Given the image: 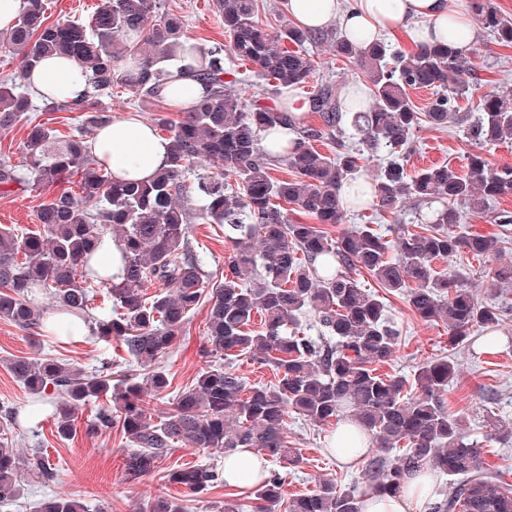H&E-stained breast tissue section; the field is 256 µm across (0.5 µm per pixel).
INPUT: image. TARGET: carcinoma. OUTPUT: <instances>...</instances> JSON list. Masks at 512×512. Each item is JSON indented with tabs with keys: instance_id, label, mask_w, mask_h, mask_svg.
<instances>
[{
	"instance_id": "1",
	"label": "carcinoma",
	"mask_w": 512,
	"mask_h": 512,
	"mask_svg": "<svg viewBox=\"0 0 512 512\" xmlns=\"http://www.w3.org/2000/svg\"><path fill=\"white\" fill-rule=\"evenodd\" d=\"M479 26L499 46L512 45V16L496 0H469ZM230 38L229 53L249 62L255 75L277 93L301 87L314 73L302 53L307 43L326 42L336 55L361 69L369 81L371 104L341 97L331 83L318 86L310 102L319 123L301 129L277 155L260 145V133L288 117L255 96L242 101L240 78L226 67L218 50L189 44L182 17L161 10V0H103L86 20L51 23L43 0H26L17 23L0 34V52L17 54L21 65L0 80V129L26 118L24 168L0 162V187L20 188L33 177L53 186L77 174L76 190L62 189L36 214L39 228L25 234L0 225V319L28 332L45 328L47 311L35 294L52 300L54 310L89 318L92 295L86 284L108 287L119 311L95 322L93 335L122 341L138 372L115 380L112 369L91 374L58 359L18 357L9 363L14 378L31 394L63 397L53 421L59 436L73 430L78 411L105 396L88 430H120L136 447L130 468L146 474L155 462L184 445L229 455L238 448L255 451L292 469L300 449L288 446V415L315 424L343 418L370 437L376 448L365 461L363 481L341 490L323 481L310 493L285 499V476L278 470L255 486L253 512H361L368 493L397 494L405 472L423 465L454 479L432 512H512V487L483 468L484 448L471 437L464 418L448 410V387L458 374L455 361L439 358L418 368L408 380L377 373L396 353L398 330L386 318V304L365 288L369 273L389 293L405 296L420 318L448 326L457 345L471 331L497 327L512 294V261L500 262L481 287L493 299H478L460 273L440 272L433 262L453 264L465 252L476 258L497 255L500 237L512 232V213L492 216L500 236L461 228V211L490 213V203L512 196V165L493 166L485 147L512 139V97L475 95L472 82L478 49L459 51L452 43L421 44L405 53L382 39L357 46L339 31L288 25L263 28L257 0H216ZM193 57L194 77L207 96L178 121L158 119L169 132L167 168L148 182H116L88 151L96 129L111 123L99 96L121 87L143 101L159 99L160 82L170 61ZM133 67L119 69L130 56ZM76 60L88 75L81 103L45 101L46 112L82 114V127L63 139L50 126L28 117L34 111L26 76L46 57ZM427 89L424 108L411 91ZM472 100L459 110L457 100ZM463 129L475 149L465 172L432 164L411 175L406 158L417 128ZM336 142L333 155L317 143ZM366 158L377 161L372 206L382 213L402 211L408 200L441 204L425 231L403 224L389 228L395 238L362 225L332 237L325 226L340 223L342 189L357 180ZM199 161L221 172L200 177L193 187L184 174ZM282 164L292 176H272ZM191 195L196 217L224 228L231 245L224 285L211 289L206 350L209 356L249 353L276 369L277 382L249 389L232 370L211 364L177 397L171 412L153 418L147 399L169 387L160 366L176 333L205 293L201 260L191 249V209L180 196ZM308 217L292 220L284 205ZM111 234L123 249L122 280L113 282L91 265L100 238ZM159 284L162 290L147 294ZM308 310L323 335L302 336L300 317ZM262 329H249L255 316ZM491 435L512 444V421L492 418ZM54 468L39 452L20 456L0 438V503L13 501L25 483L55 480ZM168 480L201 494L224 482L213 465L171 470ZM40 512H84L82 503L59 492L42 501Z\"/></svg>"
}]
</instances>
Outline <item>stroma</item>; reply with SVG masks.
<instances>
[{
  "instance_id": "35a3bbf8",
  "label": "stroma",
  "mask_w": 512,
  "mask_h": 512,
  "mask_svg": "<svg viewBox=\"0 0 512 512\" xmlns=\"http://www.w3.org/2000/svg\"><path fill=\"white\" fill-rule=\"evenodd\" d=\"M166 6L182 15L184 30L191 41L203 49L228 48L229 38L224 31L215 0H164ZM478 46L483 54L475 68L480 92L512 95V47L492 44L489 36H481ZM315 62L312 83L300 88L302 96H311L318 82L338 86L365 82V74L337 57L326 44L309 46ZM103 106L111 111L113 122L130 116L154 121L167 114L163 102H143L131 94L101 95ZM414 152L408 166L418 169L431 164H451L463 169L471 144L455 128L444 130L422 127L414 134ZM53 191L38 183H30L18 191L0 190V225L15 226L17 231L34 230L36 213L47 203ZM190 243L203 257L207 288L224 283L225 259L228 245L224 233L216 224L196 220L191 224ZM387 314L399 330L400 337L393 361L381 366V373L410 377L422 364L450 357L460 371L448 389L446 401L450 411L466 416L473 438L482 441L486 450L483 462L486 468L512 485V445L499 444L490 435L486 424L487 413L512 420V311L508 312L494 329L473 331L464 345L454 347L448 342V329L439 321H426L414 314L403 296L385 297ZM208 307H200L191 314L178 334L170 352L161 360L170 386L160 398L150 400L153 415L168 412L176 397L191 386L198 374L209 365L201 349L207 332ZM123 348L115 342L96 340L92 335L58 336L48 331L33 335L15 325L0 320V405L15 408L16 422L6 428L0 420V436L11 438L21 454L38 448L45 452L57 472L52 488L31 485L15 502L1 506L0 512H35L39 502L49 492L62 491L82 501L88 512H98L107 505L109 512H132L134 506L146 505L153 498L165 496L176 501L181 512H218L224 501L249 505L251 491L236 486H219L198 495H191L181 486L168 482L166 475L174 469L196 465L223 466L221 456L185 446L175 447L152 471L142 476L130 475L127 461L132 448L120 431L111 429L98 435H89L88 423L100 409L99 403L84 406L75 421L73 433L59 437L52 420V409L46 399L31 395L14 380L8 370L11 359L61 358L74 366L91 372L106 362L120 359ZM335 423L317 426L299 415L288 418L287 440L299 448L303 461L298 469L289 471L283 487L285 496L308 493L323 480L335 481L346 489L358 482L361 465L339 463L330 449Z\"/></svg>"
}]
</instances>
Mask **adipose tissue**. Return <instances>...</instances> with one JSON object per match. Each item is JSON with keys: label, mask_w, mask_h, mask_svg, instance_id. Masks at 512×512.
<instances>
[{"label": "adipose tissue", "mask_w": 512, "mask_h": 512, "mask_svg": "<svg viewBox=\"0 0 512 512\" xmlns=\"http://www.w3.org/2000/svg\"><path fill=\"white\" fill-rule=\"evenodd\" d=\"M287 9L292 19L306 28L322 30L338 24L358 45L402 31L414 45L449 40L468 52L480 38L467 0H288ZM185 66V60L173 61L171 77L161 89L164 102L182 112L206 94L204 85L192 78ZM27 85L40 100H75L85 93L88 80L74 60L48 57L32 71ZM282 105L292 124L262 131L261 143L269 150L296 137L310 110L309 101L292 92L283 95ZM89 146L96 162L119 181H147L168 165V141L157 137L152 125L143 121L105 127L91 138ZM436 486L433 468L421 467L406 474L400 493L365 497L362 512H430Z\"/></svg>", "instance_id": "ef3b65f1"}]
</instances>
